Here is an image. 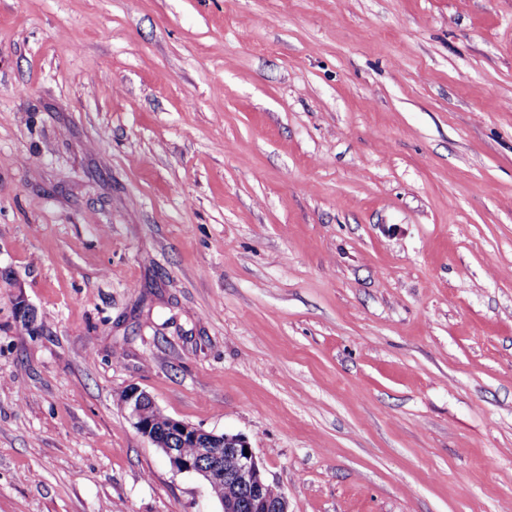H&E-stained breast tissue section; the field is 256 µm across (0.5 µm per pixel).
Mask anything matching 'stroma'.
Returning a JSON list of instances; mask_svg holds the SVG:
<instances>
[{"mask_svg":"<svg viewBox=\"0 0 512 512\" xmlns=\"http://www.w3.org/2000/svg\"><path fill=\"white\" fill-rule=\"evenodd\" d=\"M133 387L290 512H512V0H0V512H221ZM134 428L154 446L159 448L167 458L172 469L180 473H190L202 476L209 486L211 484L223 487L219 502L223 512H238V497L240 490H248L253 510L248 507V496L241 493V501L245 503L240 512H288V498L282 491L275 499L268 496V488L274 484L263 475L261 465L254 449L240 435L214 434L206 432L189 423L170 417H160L161 412L154 406L151 398L136 388H131L122 398ZM150 402L153 406L147 405ZM147 405V406H146ZM146 406V407H145ZM145 408V409H144ZM156 419L155 421L152 419ZM192 441L198 449L188 441L185 444L173 443L174 439ZM248 448L249 455H245ZM233 457L235 462L224 457ZM224 462V470L222 464ZM227 484H224V477Z\"/></svg>","mask_w":512,"mask_h":512,"instance_id":"obj_1","label":"stroma"}]
</instances>
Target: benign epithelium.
<instances>
[{"label": "benign epithelium", "mask_w": 512, "mask_h": 512, "mask_svg": "<svg viewBox=\"0 0 512 512\" xmlns=\"http://www.w3.org/2000/svg\"><path fill=\"white\" fill-rule=\"evenodd\" d=\"M151 398L132 388L122 398L134 428L167 458L172 469L180 473L202 476L208 484L223 486L219 502L223 512H238L239 491L248 490L253 512H288V498L280 493L275 499L268 496L271 485L263 475L254 449L239 435L214 434L189 423L170 417L156 420L145 417V406ZM189 440L198 449L194 457L185 455L175 447V439ZM236 461L233 473L226 477L222 464L225 457Z\"/></svg>", "instance_id": "7a95c632"}]
</instances>
